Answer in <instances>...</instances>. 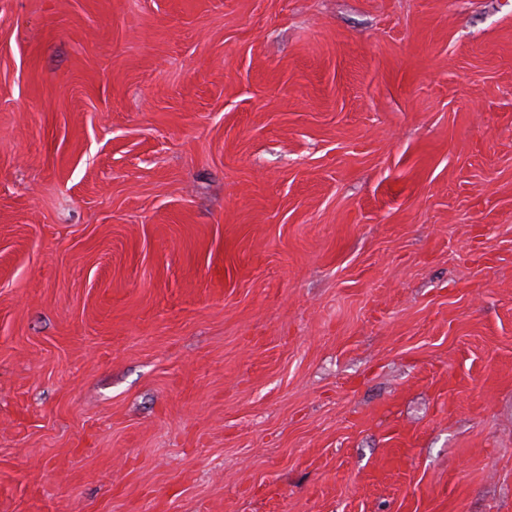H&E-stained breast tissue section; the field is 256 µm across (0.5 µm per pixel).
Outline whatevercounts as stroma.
<instances>
[{
	"label": "stroma",
	"mask_w": 512,
	"mask_h": 512,
	"mask_svg": "<svg viewBox=\"0 0 512 512\" xmlns=\"http://www.w3.org/2000/svg\"><path fill=\"white\" fill-rule=\"evenodd\" d=\"M0 512H512V0H0Z\"/></svg>",
	"instance_id": "stroma-1"
}]
</instances>
